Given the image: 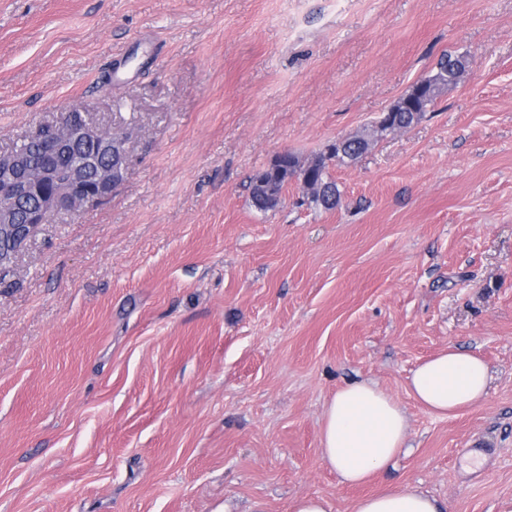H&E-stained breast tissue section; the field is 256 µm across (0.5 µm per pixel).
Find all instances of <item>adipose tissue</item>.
I'll use <instances>...</instances> for the list:
<instances>
[{
    "mask_svg": "<svg viewBox=\"0 0 512 512\" xmlns=\"http://www.w3.org/2000/svg\"><path fill=\"white\" fill-rule=\"evenodd\" d=\"M490 385L481 358L449 349L421 363L409 378L412 397L427 412L445 416L482 402ZM405 409L376 383L353 381L328 402L320 452L340 483L359 485L389 467L406 444ZM353 512H445L428 492L396 486L359 499Z\"/></svg>",
    "mask_w": 512,
    "mask_h": 512,
    "instance_id": "1",
    "label": "adipose tissue"
}]
</instances>
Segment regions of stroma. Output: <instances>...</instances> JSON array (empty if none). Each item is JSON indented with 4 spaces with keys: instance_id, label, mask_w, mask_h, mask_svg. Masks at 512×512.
<instances>
[{
    "instance_id": "obj_1",
    "label": "stroma",
    "mask_w": 512,
    "mask_h": 512,
    "mask_svg": "<svg viewBox=\"0 0 512 512\" xmlns=\"http://www.w3.org/2000/svg\"><path fill=\"white\" fill-rule=\"evenodd\" d=\"M419 123L331 167L327 210L250 179L372 124L442 55ZM82 112L121 186L41 225L0 282V512H353L394 485L512 512V0H0V149ZM456 347L485 400L427 413ZM371 380L406 448L361 487L325 406ZM489 385L486 362L456 348L424 361L409 378L412 397L437 416L479 404L487 396Z\"/></svg>"
}]
</instances>
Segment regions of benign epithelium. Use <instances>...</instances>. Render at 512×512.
Returning <instances> with one entry per match:
<instances>
[{"label":"benign epithelium","instance_id":"benign-epithelium-1","mask_svg":"<svg viewBox=\"0 0 512 512\" xmlns=\"http://www.w3.org/2000/svg\"><path fill=\"white\" fill-rule=\"evenodd\" d=\"M47 144L51 156L70 154L79 144L91 151L76 156L65 169L45 160L33 162L20 148L0 151V272L12 269L16 255L37 228L57 213H77L107 201L120 186L119 164L127 153L116 154L117 137L90 124L79 113H70L51 125ZM38 205L28 212L25 223L16 218V205L29 196Z\"/></svg>","mask_w":512,"mask_h":512}]
</instances>
